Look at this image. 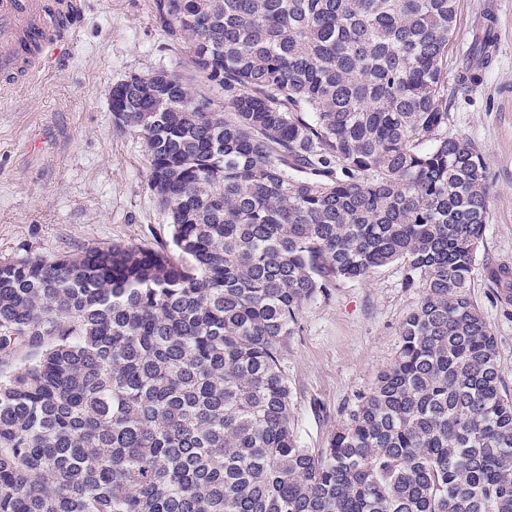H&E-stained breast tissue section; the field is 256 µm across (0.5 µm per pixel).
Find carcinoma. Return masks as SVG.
<instances>
[{
  "label": "carcinoma",
  "instance_id": "obj_1",
  "mask_svg": "<svg viewBox=\"0 0 512 512\" xmlns=\"http://www.w3.org/2000/svg\"><path fill=\"white\" fill-rule=\"evenodd\" d=\"M153 9L224 103L177 73L112 87L169 245L0 262V512H512V395L469 292L487 167L448 137L456 0ZM388 266L421 293L397 356L307 448L303 306Z\"/></svg>",
  "mask_w": 512,
  "mask_h": 512
}]
</instances>
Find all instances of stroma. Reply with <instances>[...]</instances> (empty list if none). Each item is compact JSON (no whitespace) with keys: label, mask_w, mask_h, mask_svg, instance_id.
<instances>
[{"label":"stroma","mask_w":512,"mask_h":512,"mask_svg":"<svg viewBox=\"0 0 512 512\" xmlns=\"http://www.w3.org/2000/svg\"><path fill=\"white\" fill-rule=\"evenodd\" d=\"M72 52L0 97V260L73 254L117 243L155 247L169 240L167 212L150 194L146 149L112 124L113 85L133 74L183 72L152 0H77ZM502 40L469 92L448 106V134L481 150L489 219L470 293L496 337L502 379L512 393V303L489 275L512 267V0H457L448 78L468 62L487 14ZM419 291L397 267L319 292L302 311L301 332L284 357L293 427L306 447H326L361 394L393 361L400 326Z\"/></svg>","instance_id":"obj_1"}]
</instances>
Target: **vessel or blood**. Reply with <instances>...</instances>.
I'll return each instance as SVG.
<instances>
[{"label":"vessel or blood","mask_w":512,"mask_h":512,"mask_svg":"<svg viewBox=\"0 0 512 512\" xmlns=\"http://www.w3.org/2000/svg\"><path fill=\"white\" fill-rule=\"evenodd\" d=\"M66 3L67 0H0V86L10 87L23 76V60L15 45L25 32L36 30L41 34L38 66H46L66 53L67 44L53 38L46 24L49 14Z\"/></svg>","instance_id":"b4317fda"}]
</instances>
